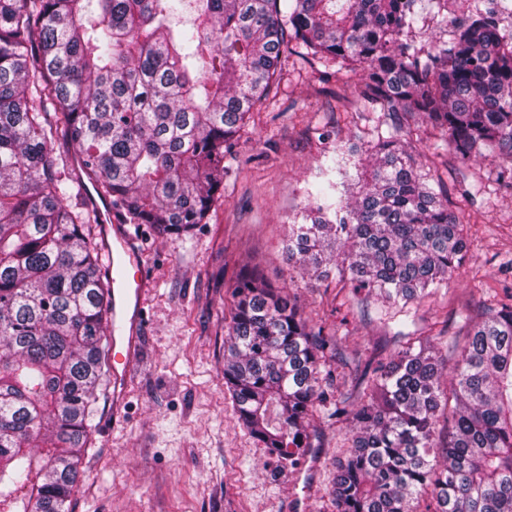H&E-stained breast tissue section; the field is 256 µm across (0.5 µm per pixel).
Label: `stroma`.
Segmentation results:
<instances>
[{
  "label": "stroma",
  "mask_w": 512,
  "mask_h": 512,
  "mask_svg": "<svg viewBox=\"0 0 512 512\" xmlns=\"http://www.w3.org/2000/svg\"><path fill=\"white\" fill-rule=\"evenodd\" d=\"M492 6L449 0L441 15L431 0H415L409 38L418 48L449 39L452 21ZM361 78H325L289 63L277 96L253 113L226 157L231 175L207 223L189 237L133 226L150 284L125 423L113 428L112 393L103 391L69 512H333L326 488L350 420L317 421L304 467H282L237 419L224 387V342L231 285L246 265L295 294L350 364L393 353L377 296L354 293L348 280L315 279L289 266L283 249L309 192L332 177L331 149L366 155L390 128L380 110L340 101L345 85ZM410 138L415 157L430 164V187L447 193L449 212L462 222L468 252L459 274L416 306L405 329L457 340L464 316L512 301V183L498 180L491 161L463 162L448 150L435 156L441 140L424 124H412Z\"/></svg>",
  "instance_id": "35a3bbf8"
}]
</instances>
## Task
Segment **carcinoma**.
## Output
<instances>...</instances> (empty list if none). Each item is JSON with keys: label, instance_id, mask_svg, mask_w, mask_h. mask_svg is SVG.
I'll return each mask as SVG.
<instances>
[{"label": "carcinoma", "instance_id": "1", "mask_svg": "<svg viewBox=\"0 0 512 512\" xmlns=\"http://www.w3.org/2000/svg\"><path fill=\"white\" fill-rule=\"evenodd\" d=\"M194 5L190 27L171 19ZM414 0H0V512H69L99 392L110 383V285L87 184L128 224L206 223L230 154L275 97L288 59L363 71L352 94L394 117L371 170L336 145L342 176L309 193L288 264L336 265L355 291L420 302L466 259L463 225L401 132L421 119L463 161L512 179V28L477 9L452 38L407 41ZM81 173L55 157L59 134ZM356 170V176L349 169ZM224 385L242 426L298 469L310 421L351 416L327 488L335 512H512V304L468 322L458 359L400 336L333 391L336 345L295 297L245 266L232 289ZM454 406H449V403ZM452 419L440 439V419ZM439 449L445 463L429 456Z\"/></svg>", "mask_w": 512, "mask_h": 512}]
</instances>
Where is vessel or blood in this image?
I'll list each match as a JSON object with an SVG mask.
<instances>
[{
  "instance_id": "obj_1",
  "label": "vessel or blood",
  "mask_w": 512,
  "mask_h": 512,
  "mask_svg": "<svg viewBox=\"0 0 512 512\" xmlns=\"http://www.w3.org/2000/svg\"><path fill=\"white\" fill-rule=\"evenodd\" d=\"M104 252L120 244L123 256L110 263L106 273L111 285L112 318V407L120 409L126 399L130 368L135 361L145 324L144 298L147 294L145 270L124 225L105 227Z\"/></svg>"
}]
</instances>
